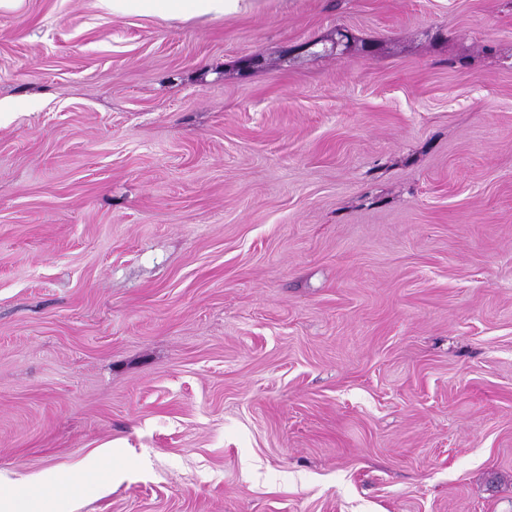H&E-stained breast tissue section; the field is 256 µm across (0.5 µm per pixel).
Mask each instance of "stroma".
I'll use <instances>...</instances> for the list:
<instances>
[{
  "instance_id": "obj_1",
  "label": "stroma",
  "mask_w": 512,
  "mask_h": 512,
  "mask_svg": "<svg viewBox=\"0 0 512 512\" xmlns=\"http://www.w3.org/2000/svg\"><path fill=\"white\" fill-rule=\"evenodd\" d=\"M104 446L31 512H512V0H0V504ZM146 12L232 16L247 10L252 0H136ZM104 459V455L102 453H99L97 456L86 460L79 466V474L70 477L67 481H65L64 484L47 481L46 479L44 481V477L41 476H35L28 479L26 481L28 485L17 484L19 487H21L23 494L18 499L15 500V502L17 503L16 510H28L27 498L30 496V494H28L30 489L33 492H44L47 488L53 487L54 492H75L82 486V484L85 481L89 480L90 478L97 474L99 467Z\"/></svg>"
}]
</instances>
